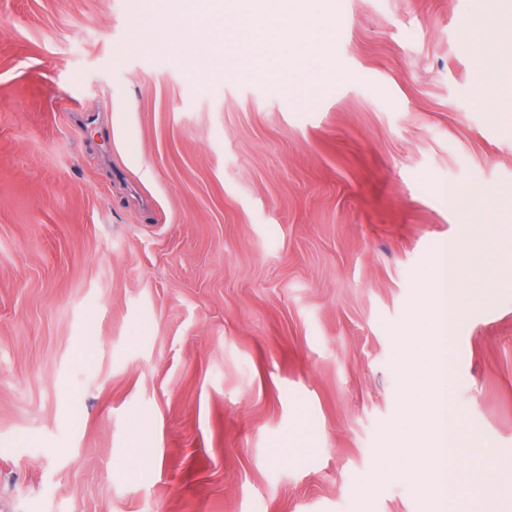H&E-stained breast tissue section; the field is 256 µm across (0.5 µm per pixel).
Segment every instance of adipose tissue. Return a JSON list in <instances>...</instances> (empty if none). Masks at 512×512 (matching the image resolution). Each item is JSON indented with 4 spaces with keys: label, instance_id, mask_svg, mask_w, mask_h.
<instances>
[{
    "label": "adipose tissue",
    "instance_id": "obj_1",
    "mask_svg": "<svg viewBox=\"0 0 512 512\" xmlns=\"http://www.w3.org/2000/svg\"><path fill=\"white\" fill-rule=\"evenodd\" d=\"M179 13L187 29L207 19L218 32L225 18L239 22L237 47L243 61L257 59V75H315L325 65L335 0H154Z\"/></svg>",
    "mask_w": 512,
    "mask_h": 512
}]
</instances>
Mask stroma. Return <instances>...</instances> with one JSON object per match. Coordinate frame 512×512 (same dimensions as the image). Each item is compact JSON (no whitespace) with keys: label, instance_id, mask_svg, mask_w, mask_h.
Instances as JSON below:
<instances>
[{"label":"stroma","instance_id":"obj_1","mask_svg":"<svg viewBox=\"0 0 512 512\" xmlns=\"http://www.w3.org/2000/svg\"><path fill=\"white\" fill-rule=\"evenodd\" d=\"M205 33L151 0H0V512H435L391 449L451 238L438 389L488 495L477 473L512 477V112L480 99L512 83V0H336L310 90L194 79Z\"/></svg>","mask_w":512,"mask_h":512}]
</instances>
